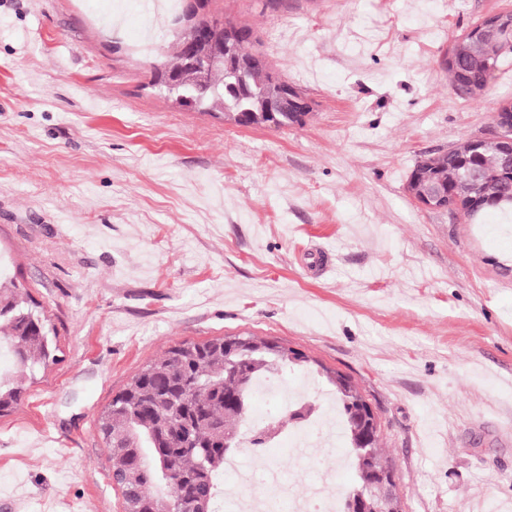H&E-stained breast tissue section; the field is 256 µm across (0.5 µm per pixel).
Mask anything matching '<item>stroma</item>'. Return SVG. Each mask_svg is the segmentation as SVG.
Returning a JSON list of instances; mask_svg holds the SVG:
<instances>
[{
    "mask_svg": "<svg viewBox=\"0 0 512 512\" xmlns=\"http://www.w3.org/2000/svg\"><path fill=\"white\" fill-rule=\"evenodd\" d=\"M512 0H210L253 28L303 125L175 106L143 0H0V257L57 360L0 415V512H123L103 408L176 344L253 335L374 406L403 512H512V219L421 207L425 155L491 129L512 67L456 95L452 40ZM267 462L344 493L349 449Z\"/></svg>",
    "mask_w": 512,
    "mask_h": 512,
    "instance_id": "35a3bbf8",
    "label": "stroma"
}]
</instances>
